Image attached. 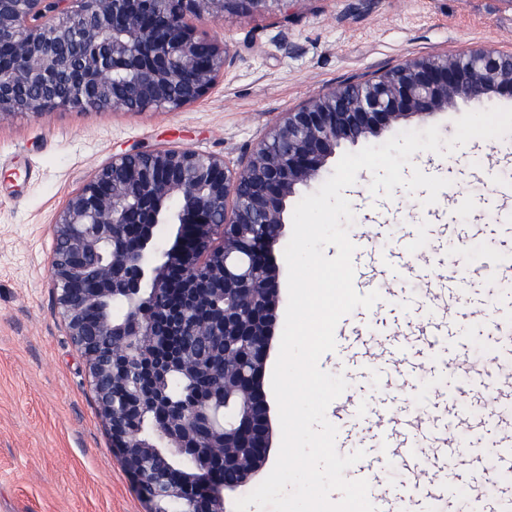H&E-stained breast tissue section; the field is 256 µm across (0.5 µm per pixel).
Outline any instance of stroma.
I'll use <instances>...</instances> for the list:
<instances>
[{"label": "stroma", "instance_id": "stroma-1", "mask_svg": "<svg viewBox=\"0 0 512 512\" xmlns=\"http://www.w3.org/2000/svg\"><path fill=\"white\" fill-rule=\"evenodd\" d=\"M224 41L234 63L199 102L178 112L71 108L34 120L0 122V512H151L112 450L86 362L57 313L48 260L53 223L69 196L113 155L161 146L190 147L237 163L281 115L332 87L370 78L408 59L454 57L475 50L512 52V0H294L288 13H254L202 26ZM287 47L275 45L277 34ZM471 104L454 99L426 120H400L356 143L344 142L319 178L296 186L271 249L279 285L273 335L263 377L271 453L281 428L272 391L288 303L284 250L292 214L334 172L338 158L379 145L405 130L438 126L451 138ZM450 179L437 203L426 190L398 187L374 197L372 175L360 170L344 194L355 221L350 238L394 248L417 239L419 263L443 274L433 256L453 252L460 265L483 262L472 296L493 299L498 239L512 232V134L474 139L441 156L418 152L413 168ZM434 354L416 378L392 377L388 391L414 406L432 405L439 383Z\"/></svg>", "mask_w": 512, "mask_h": 512}]
</instances>
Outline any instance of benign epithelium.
<instances>
[{
    "mask_svg": "<svg viewBox=\"0 0 512 512\" xmlns=\"http://www.w3.org/2000/svg\"><path fill=\"white\" fill-rule=\"evenodd\" d=\"M0 0V122L76 107L176 112L233 64L187 23L218 22L291 0ZM512 96V53L417 57L363 87L331 88L282 113L238 166L189 148L112 157L55 218L50 277L83 354L112 447L152 512H224L270 451L261 390L277 296L271 246L285 202L336 146L459 97ZM171 226L175 244L156 233ZM206 374L207 395L176 404L163 382ZM136 375L129 385L130 375ZM192 456V474L175 460ZM151 467L144 465V459Z\"/></svg>",
    "mask_w": 512,
    "mask_h": 512,
    "instance_id": "1",
    "label": "benign epithelium"
}]
</instances>
